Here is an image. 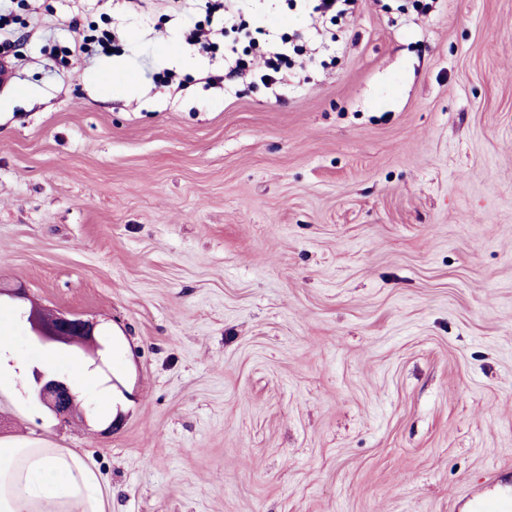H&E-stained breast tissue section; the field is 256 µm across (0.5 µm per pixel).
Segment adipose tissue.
<instances>
[{
    "mask_svg": "<svg viewBox=\"0 0 512 512\" xmlns=\"http://www.w3.org/2000/svg\"><path fill=\"white\" fill-rule=\"evenodd\" d=\"M107 500L77 448L0 443V512H106Z\"/></svg>",
    "mask_w": 512,
    "mask_h": 512,
    "instance_id": "obj_1",
    "label": "adipose tissue"
}]
</instances>
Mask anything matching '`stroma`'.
Masks as SVG:
<instances>
[{"label":"stroma","instance_id":"35a3bbf8","mask_svg":"<svg viewBox=\"0 0 512 512\" xmlns=\"http://www.w3.org/2000/svg\"><path fill=\"white\" fill-rule=\"evenodd\" d=\"M0 441L108 512H473L512 496V0H359L336 61L209 83L166 0H0ZM277 35L287 0H251ZM106 21L108 56L71 52ZM171 70L181 89L157 86ZM97 325L36 342L30 304ZM92 374L67 424L46 357ZM36 395L61 423H68L76 412V396L71 384L62 377L37 373Z\"/></svg>","mask_w":512,"mask_h":512}]
</instances>
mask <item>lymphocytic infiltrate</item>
Segmentation results:
<instances>
[{
    "label": "lymphocytic infiltrate",
    "mask_w": 512,
    "mask_h": 512,
    "mask_svg": "<svg viewBox=\"0 0 512 512\" xmlns=\"http://www.w3.org/2000/svg\"><path fill=\"white\" fill-rule=\"evenodd\" d=\"M247 0H205V23H188L183 30L185 42L192 47L206 49L215 46L225 29L242 25L251 20L255 33L264 37L263 42L251 43L249 49L230 48L224 52V69L227 77L240 81L251 77L271 86L281 85L284 70L294 57L306 54L308 46L326 44L335 35L327 31L330 22L353 18L358 0H299L303 10L313 19L304 43H295L292 37H266L267 22L260 16H247Z\"/></svg>",
    "instance_id": "obj_1"
}]
</instances>
